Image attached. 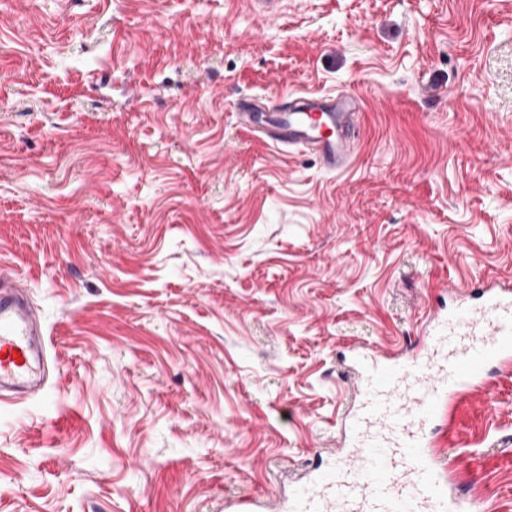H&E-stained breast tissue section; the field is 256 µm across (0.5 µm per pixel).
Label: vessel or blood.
<instances>
[{
  "mask_svg": "<svg viewBox=\"0 0 512 512\" xmlns=\"http://www.w3.org/2000/svg\"><path fill=\"white\" fill-rule=\"evenodd\" d=\"M360 110L359 98L347 93H294L272 108L255 95L235 121L338 171L355 153ZM460 294L447 320L410 354L351 345L345 367L354 401L340 451L296 479L287 497H228L224 512H477L479 495L451 482L431 429L463 397L487 392L491 368L512 365V281L490 278ZM43 371V331L31 303L0 293V394L39 391Z\"/></svg>",
  "mask_w": 512,
  "mask_h": 512,
  "instance_id": "b4317fda",
  "label": "vessel or blood"
}]
</instances>
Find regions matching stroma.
<instances>
[{
  "mask_svg": "<svg viewBox=\"0 0 512 512\" xmlns=\"http://www.w3.org/2000/svg\"><path fill=\"white\" fill-rule=\"evenodd\" d=\"M357 96L339 173L233 114ZM512 279V0H0V275L45 330L0 512H224L334 453L338 355ZM444 461L512 512V369Z\"/></svg>",
  "mask_w": 512,
  "mask_h": 512,
  "instance_id": "obj_1",
  "label": "stroma"
}]
</instances>
